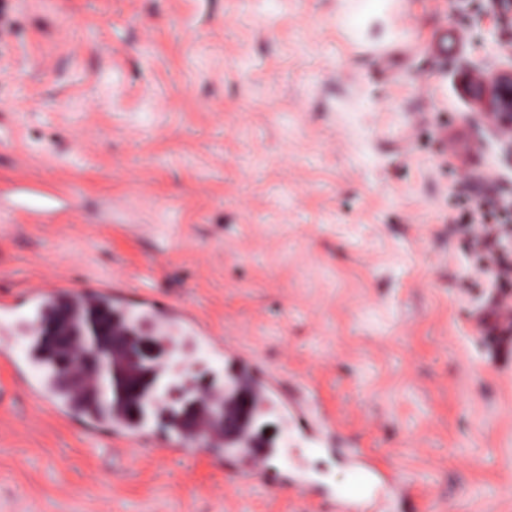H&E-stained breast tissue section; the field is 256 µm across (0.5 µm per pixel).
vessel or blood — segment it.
<instances>
[{
  "label": "vessel or blood",
  "instance_id": "1",
  "mask_svg": "<svg viewBox=\"0 0 512 512\" xmlns=\"http://www.w3.org/2000/svg\"><path fill=\"white\" fill-rule=\"evenodd\" d=\"M30 313L14 315V305L0 304V360L8 363L14 373H26L27 388L56 414L69 418L75 413L76 403L68 391L61 389L49 368L43 364L35 345L33 334L37 318L48 313L59 300H67L75 307H85L100 302H109L128 319L145 322L159 334L176 331L185 339L184 349L197 353L201 348L219 352L228 364L222 380L209 390L210 398L223 401L225 415H235L236 409L230 399L231 391L247 389L257 406L264 409L287 412L290 399L287 392L267 378H259V368L252 356L235 348L225 346L223 341L196 322L189 314L174 304L152 296L139 297L135 304L114 297L110 284L98 283L83 288H74L63 281H51L27 289ZM98 417H90L92 426L103 423ZM115 443L133 446L150 434L141 423L129 421L122 413H114L105 421ZM223 428L217 426L209 407H202L197 423L191 429H178L168 442V449L184 452L195 447L196 438H205L213 452L212 460L231 471L239 479L261 478L269 485L286 487L297 493L319 499L325 512H364L365 504L372 503L376 512H385L386 505L373 489V480H380L397 493H404L406 478L397 470L383 469L377 460L364 449L353 448L349 457L354 467L351 483L339 490L321 493L318 484L307 474L306 465L297 463L292 468L272 464L269 456L256 451L248 437H241L238 447L225 448Z\"/></svg>",
  "mask_w": 512,
  "mask_h": 512
}]
</instances>
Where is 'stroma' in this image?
Returning <instances> with one entry per match:
<instances>
[{
	"instance_id": "1",
	"label": "stroma",
	"mask_w": 512,
	"mask_h": 512,
	"mask_svg": "<svg viewBox=\"0 0 512 512\" xmlns=\"http://www.w3.org/2000/svg\"><path fill=\"white\" fill-rule=\"evenodd\" d=\"M8 3L0 295L61 276L173 302L411 479L417 512H512V357L457 197L495 188L512 225V162L467 91L459 0ZM0 383V512H318L202 451L115 453L1 362Z\"/></svg>"
}]
</instances>
